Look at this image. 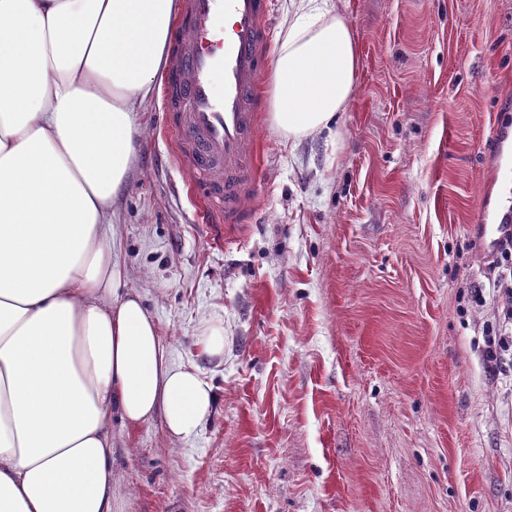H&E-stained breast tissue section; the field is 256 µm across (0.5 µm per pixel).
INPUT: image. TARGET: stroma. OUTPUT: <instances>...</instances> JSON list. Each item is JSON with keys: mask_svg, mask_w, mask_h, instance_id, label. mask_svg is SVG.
Masks as SVG:
<instances>
[{"mask_svg": "<svg viewBox=\"0 0 512 512\" xmlns=\"http://www.w3.org/2000/svg\"><path fill=\"white\" fill-rule=\"evenodd\" d=\"M334 2L356 91L301 140L263 117L258 212L223 247L162 88L137 107L112 255L216 404L185 439L113 415L115 512H512V359L485 354L504 301L471 232L512 203V0ZM197 346L211 358L224 356V325L220 321L204 325L196 338Z\"/></svg>", "mask_w": 512, "mask_h": 512, "instance_id": "1", "label": "stroma"}]
</instances>
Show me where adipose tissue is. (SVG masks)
<instances>
[{
  "label": "adipose tissue",
  "mask_w": 512,
  "mask_h": 512,
  "mask_svg": "<svg viewBox=\"0 0 512 512\" xmlns=\"http://www.w3.org/2000/svg\"><path fill=\"white\" fill-rule=\"evenodd\" d=\"M271 115L322 132L359 49L331 0H292ZM176 0H0V512H112L113 414L194 435L216 395L171 365L106 228L133 170L135 106L166 61Z\"/></svg>",
  "instance_id": "obj_1"
}]
</instances>
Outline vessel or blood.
<instances>
[{
	"instance_id": "1",
	"label": "vessel or blood",
	"mask_w": 512,
	"mask_h": 512,
	"mask_svg": "<svg viewBox=\"0 0 512 512\" xmlns=\"http://www.w3.org/2000/svg\"><path fill=\"white\" fill-rule=\"evenodd\" d=\"M168 65L171 85L163 124L175 134V165L197 220L214 244L258 206L262 170L258 130L263 77L271 65V0H181ZM488 252L512 241V208L478 225Z\"/></svg>"
}]
</instances>
